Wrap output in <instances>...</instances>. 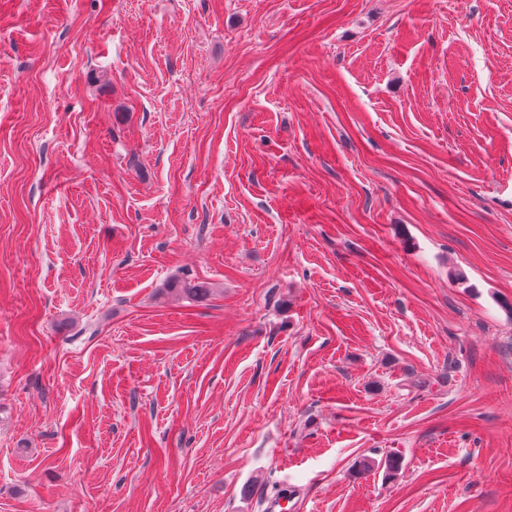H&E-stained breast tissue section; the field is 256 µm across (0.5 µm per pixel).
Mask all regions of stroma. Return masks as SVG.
Listing matches in <instances>:
<instances>
[{
  "label": "stroma",
  "instance_id": "35a3bbf8",
  "mask_svg": "<svg viewBox=\"0 0 512 512\" xmlns=\"http://www.w3.org/2000/svg\"><path fill=\"white\" fill-rule=\"evenodd\" d=\"M283 492L512 512V0H0V512Z\"/></svg>",
  "mask_w": 512,
  "mask_h": 512
}]
</instances>
